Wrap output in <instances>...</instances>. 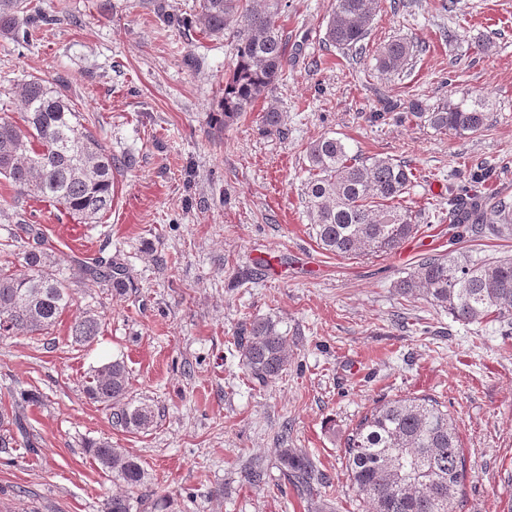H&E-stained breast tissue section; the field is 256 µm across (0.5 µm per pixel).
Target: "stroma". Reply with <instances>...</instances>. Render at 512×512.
Wrapping results in <instances>:
<instances>
[{"label":"stroma","instance_id":"stroma-1","mask_svg":"<svg viewBox=\"0 0 512 512\" xmlns=\"http://www.w3.org/2000/svg\"><path fill=\"white\" fill-rule=\"evenodd\" d=\"M200 0H31L49 15L27 43L0 32V117L17 118L15 84L32 76L60 90L113 155L130 157L100 223L48 217L0 179V260L23 270L39 227L59 259L73 305L49 334L0 339V411L22 408L35 450L0 449V512H105L120 486L89 454L106 440L136 456L143 493L168 512H365L344 446L379 400L427 397L459 426L462 512H512V335L465 325L396 282L419 258L460 247L472 259L512 254V236L458 243L448 189L481 162L503 165L485 190L512 195V0H378L362 54L324 44L332 0H281L277 24L294 50L283 77L234 125L216 122L236 61L232 29L210 37L166 27ZM412 41V66L382 73L378 49ZM483 95L487 127L436 132L411 118L448 97ZM278 126L263 127L268 108ZM405 121H397L398 113ZM362 159L409 165L405 203L419 232L389 254L338 257L319 248L301 192L308 144L327 133ZM117 257L133 286L118 295L80 271ZM90 310L92 344L70 326ZM279 320L288 365L267 386L242 370L233 336L254 317ZM130 373L145 432L115 426L85 381L113 359ZM35 401L19 404L21 392ZM299 448L327 477L299 495L276 451ZM263 459L266 480L240 471Z\"/></svg>","mask_w":512,"mask_h":512}]
</instances>
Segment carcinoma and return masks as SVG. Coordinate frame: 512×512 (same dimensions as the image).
<instances>
[{
    "label": "carcinoma",
    "instance_id": "1",
    "mask_svg": "<svg viewBox=\"0 0 512 512\" xmlns=\"http://www.w3.org/2000/svg\"><path fill=\"white\" fill-rule=\"evenodd\" d=\"M377 0H333L325 42L341 50L362 53ZM281 0H200L194 17H167L178 26L196 24L214 37L236 24L237 60L224 78V96L218 104L224 124L242 116L282 76L288 63V41L276 15ZM41 22H48L42 17ZM29 0H0V32L26 43L37 28ZM415 56L414 44L395 39L377 51L378 68L400 74ZM21 104L18 119L0 118V176L14 190L39 202H49L86 224L112 210L114 173L126 160L112 155L102 139L85 127L79 112L61 92L40 78L14 87ZM439 133L456 135L481 131L487 121L481 97L448 99L430 112H410ZM309 177L303 185L307 216L316 240L326 252L340 256L388 254L412 238L419 225L409 207L401 204L414 183V172L391 158L357 159L346 143L324 135L306 149ZM498 170L484 162L469 182L448 194V214L459 225V239L477 240L512 233V198L483 196L479 185ZM26 271L0 266V338L48 332L72 305L69 285L53 273L51 254L42 247L24 256ZM84 274L108 283L118 295L131 287L127 268L112 258H96ZM402 295L420 297L457 322H497L512 328V257L474 260L464 251L427 255L396 283ZM101 320L89 312L70 327L78 342L91 343ZM248 375L265 386L278 379L288 363L287 334L271 317L241 324L234 336ZM129 389L124 361L115 359L95 370L85 393L113 408L120 427L139 431L154 420L150 407L120 404ZM89 453L112 472L123 491L112 495L107 512H133L150 505L167 512L169 500L152 502L140 497L146 482L140 461L93 441ZM454 419L429 398H397L375 403L348 435L344 457L348 475L366 512H459V491L465 459ZM283 475L297 490L312 493L320 485L318 471L300 448L277 449ZM266 470L256 459L243 473L250 484L264 481Z\"/></svg>",
    "mask_w": 512,
    "mask_h": 512
}]
</instances>
